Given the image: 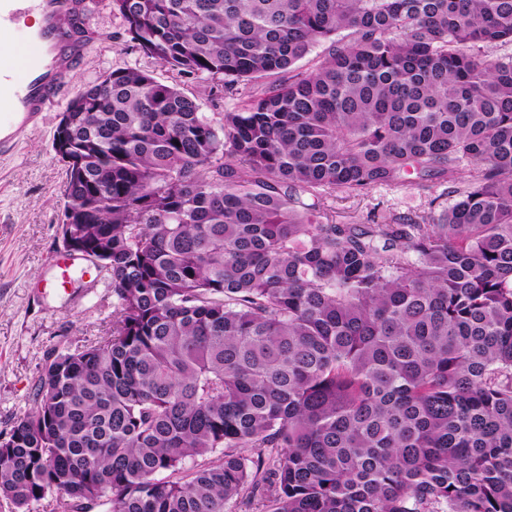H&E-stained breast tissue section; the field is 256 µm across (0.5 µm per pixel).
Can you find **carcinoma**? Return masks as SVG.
Masks as SVG:
<instances>
[{
	"label": "carcinoma",
	"instance_id": "1",
	"mask_svg": "<svg viewBox=\"0 0 512 512\" xmlns=\"http://www.w3.org/2000/svg\"><path fill=\"white\" fill-rule=\"evenodd\" d=\"M110 5L144 55L246 99L209 116L126 68L68 101L52 148L112 329L47 359L0 433V498L512 512V58L483 52L512 42V0ZM431 183L458 199L322 206ZM443 193V194H442ZM442 194L434 203L437 210L454 204L456 196L448 195V186L434 184L429 190L411 187H374L359 196L347 197L336 191L323 200L324 205L336 208V223L363 221L370 214L378 220L389 214H410L428 211L430 202Z\"/></svg>",
	"mask_w": 512,
	"mask_h": 512
}]
</instances>
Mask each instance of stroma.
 <instances>
[{"label": "stroma", "mask_w": 512, "mask_h": 512, "mask_svg": "<svg viewBox=\"0 0 512 512\" xmlns=\"http://www.w3.org/2000/svg\"><path fill=\"white\" fill-rule=\"evenodd\" d=\"M90 23L97 33L75 71L67 96L125 68L151 72L157 80L174 76L130 43L125 23L109 0H94ZM208 113L237 108L242 97L223 84L182 80ZM66 105L58 99L42 123L9 152L0 154V432L33 407V392L48 356L56 349H76L96 342L112 324V291L105 275L78 261L66 289L55 286L59 274L51 258L61 252L60 220L65 199V172L52 149L53 135ZM447 186L372 188L354 197L336 192L325 197L340 223L368 215L421 213L454 204Z\"/></svg>", "instance_id": "stroma-1"}]
</instances>
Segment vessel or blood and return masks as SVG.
I'll return each mask as SVG.
<instances>
[{"label": "vessel or blood", "instance_id": "obj_1", "mask_svg": "<svg viewBox=\"0 0 512 512\" xmlns=\"http://www.w3.org/2000/svg\"><path fill=\"white\" fill-rule=\"evenodd\" d=\"M31 11L38 13L39 22L21 33L20 21ZM93 35L88 0H0V44L21 37L27 44L24 56L0 55V99L9 105L0 116V151L37 127L68 87Z\"/></svg>", "mask_w": 512, "mask_h": 512}]
</instances>
